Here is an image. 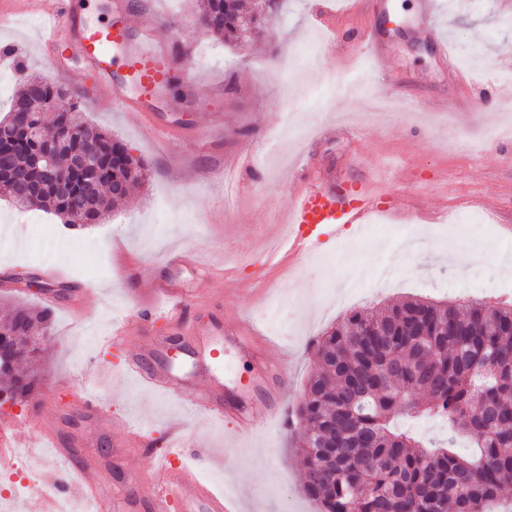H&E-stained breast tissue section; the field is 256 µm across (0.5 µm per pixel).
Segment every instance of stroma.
I'll return each mask as SVG.
<instances>
[{"mask_svg": "<svg viewBox=\"0 0 512 512\" xmlns=\"http://www.w3.org/2000/svg\"><path fill=\"white\" fill-rule=\"evenodd\" d=\"M55 2L22 5L0 27V46L15 49L0 61V116L20 87L16 67L52 76L39 27ZM151 2L152 12L132 14L133 25L155 13L170 17L171 25L157 27V39L190 53L178 63L177 80L159 105L160 112L181 117L177 140L165 142L154 128L99 104L90 76L67 86L78 93L92 124L144 159L149 180L132 186L103 223L75 228L50 213L20 210L0 195V216L28 225L31 250L21 257L18 247L0 237V320L12 306L26 303L49 308L53 321L41 339L38 403L0 409V421H10L21 440L41 441L43 453L32 458L40 473H48L46 453L56 444L98 456L95 480L106 490L104 512H150L142 500L125 502L114 476L123 471L151 481L152 458L166 448L176 419L186 440L202 451L193 467L216 489L234 488L240 512H316L302 490L301 430L294 415L316 369L311 342L350 309L409 296L512 302V238L499 231L512 225V137L505 135L512 111L499 98L505 74H512V27L498 24L512 18V0H472L461 9L441 10L432 33L421 24V0H380L372 21L383 45L377 59L349 32L362 20L357 0H284L271 14L265 37L240 47L197 26L196 0ZM322 6L333 9L344 30L332 48L314 17ZM445 49L457 74L442 64ZM347 52L358 57L350 76L362 81L361 97H331L323 110H302L297 127L280 132L282 110L328 82ZM292 59L299 60V69L283 75L281 64ZM218 86L222 97L204 98L203 88ZM468 97L482 100L483 111L467 115ZM376 99L391 109L383 122H365L363 114ZM333 121L348 122L353 138L319 139L320 129ZM450 137L463 144L452 156L439 150ZM247 144L261 166L236 170L239 193L228 208L223 181L210 174L233 167ZM296 162L336 170L350 181L381 176L393 205H418V220L407 225L390 219L331 238L314 259L283 254L248 264L265 246L270 212L295 192ZM201 265L220 273L215 296L194 295ZM142 266L191 295L183 334L220 316L228 327L248 319L273 341L269 350L224 342L222 406L230 408L235 397L279 403L288 412L286 421L235 436L225 421L193 415L180 399L148 391L125 375L129 358L136 357L145 369L161 367L182 377L184 394L202 387L187 355L146 350L144 339L172 334L163 314L154 315L148 336L134 333L125 342L103 345L114 322L140 311ZM83 396L110 410L111 425L72 414ZM130 426L144 430L149 446H123Z\"/></svg>", "mask_w": 512, "mask_h": 512, "instance_id": "obj_1", "label": "stroma"}]
</instances>
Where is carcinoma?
Listing matches in <instances>:
<instances>
[{
	"label": "carcinoma",
	"instance_id": "1",
	"mask_svg": "<svg viewBox=\"0 0 512 512\" xmlns=\"http://www.w3.org/2000/svg\"><path fill=\"white\" fill-rule=\"evenodd\" d=\"M197 24L239 45L265 31V17L246 12L243 0H199ZM36 94L48 101L37 117L45 136L19 135L11 164L30 169L33 151L49 147L69 171L63 192L26 197L7 177L0 188L25 209H50L70 223L67 196H83L78 216L97 224L147 177L144 161L127 144L89 123L78 102L65 107L50 81L26 78L13 104ZM86 129L98 148L89 170L70 169L79 141L58 139ZM96 188L86 191V182ZM49 315L27 304L0 322V395L30 398L38 377L17 368L35 361ZM318 371L307 382L296 415L305 426L298 445L303 491L318 512H490L512 476V303L490 306L405 300L352 311L312 345ZM434 417L468 436L476 451L463 455L411 430L399 419Z\"/></svg>",
	"mask_w": 512,
	"mask_h": 512
}]
</instances>
